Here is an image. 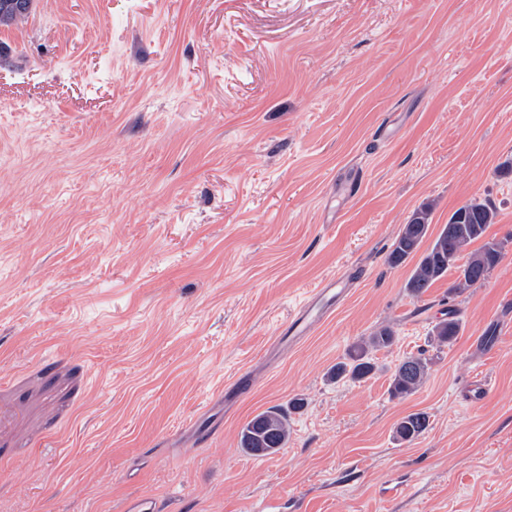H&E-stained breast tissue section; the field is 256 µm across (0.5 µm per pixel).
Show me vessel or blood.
Instances as JSON below:
<instances>
[{"instance_id": "b4317fda", "label": "vessel or blood", "mask_w": 512, "mask_h": 512, "mask_svg": "<svg viewBox=\"0 0 512 512\" xmlns=\"http://www.w3.org/2000/svg\"><path fill=\"white\" fill-rule=\"evenodd\" d=\"M352 276H333L321 282L310 297L290 316L284 335L275 337L270 350L279 353L294 348L316 333L343 304L351 291Z\"/></svg>"}]
</instances>
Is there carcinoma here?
I'll return each mask as SVG.
<instances>
[{
  "instance_id": "obj_1",
  "label": "carcinoma",
  "mask_w": 512,
  "mask_h": 512,
  "mask_svg": "<svg viewBox=\"0 0 512 512\" xmlns=\"http://www.w3.org/2000/svg\"><path fill=\"white\" fill-rule=\"evenodd\" d=\"M33 0H0V25L25 20L31 12ZM432 204H424L411 215L408 223L402 225L393 244L389 260L399 265L408 258L418 257L405 288L408 293L420 299L444 279L448 271L455 270L456 279L451 292L460 295L466 290L482 284L502 259L500 243L486 239L489 225L495 223L497 212L492 204L480 198H472L456 209L443 225L430 246L422 249L431 227ZM481 242V246L463 256L467 248ZM463 325L462 311L455 307L448 312V318L432 327L433 342L439 347L451 346L459 336ZM396 342L395 331L389 325L377 328L371 335L358 339L348 350L346 360L336 363L329 372L335 381L349 379L361 381L373 375L377 369L373 354L388 349ZM427 376V361L421 355H409L396 367L392 374L389 391L395 398H406L415 393ZM304 401L294 398L288 410L269 408L252 417L240 431V447L254 456H270L278 453L288 444L289 423L287 411L302 409ZM429 426L426 414L410 413L396 425L400 440L412 442L425 433Z\"/></svg>"
}]
</instances>
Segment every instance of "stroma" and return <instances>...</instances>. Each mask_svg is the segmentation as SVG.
Segmentation results:
<instances>
[{"instance_id":"stroma-1","label":"stroma","mask_w":512,"mask_h":512,"mask_svg":"<svg viewBox=\"0 0 512 512\" xmlns=\"http://www.w3.org/2000/svg\"><path fill=\"white\" fill-rule=\"evenodd\" d=\"M509 157L512 0H34L0 25V512H512ZM475 197L500 263L412 298L402 224ZM352 267L317 333L265 357ZM382 325L375 374L331 381ZM295 397L287 447L245 453L243 424ZM463 325L462 311L455 307L448 312V319L440 320L432 327L431 335L437 346H448L456 341ZM422 354L406 356L392 374L389 391L394 398H406L415 393L427 376V361ZM429 426L426 414L422 412L410 413L400 419L396 425V434L400 440L412 442L425 433Z\"/></svg>"}]
</instances>
